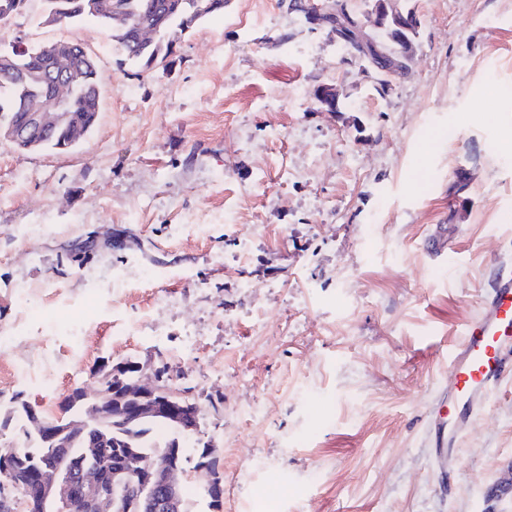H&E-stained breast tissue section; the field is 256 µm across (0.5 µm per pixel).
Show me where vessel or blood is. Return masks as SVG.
Instances as JSON below:
<instances>
[{
  "label": "vessel or blood",
  "mask_w": 512,
  "mask_h": 512,
  "mask_svg": "<svg viewBox=\"0 0 512 512\" xmlns=\"http://www.w3.org/2000/svg\"><path fill=\"white\" fill-rule=\"evenodd\" d=\"M512 354V275H500L448 352L450 377L446 403L430 419L433 460L443 464L460 452L476 417L484 410Z\"/></svg>",
  "instance_id": "1"
}]
</instances>
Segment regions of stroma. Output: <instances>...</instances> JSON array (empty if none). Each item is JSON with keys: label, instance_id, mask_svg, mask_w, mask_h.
<instances>
[{"label": "stroma", "instance_id": "35a3bbf8", "mask_svg": "<svg viewBox=\"0 0 512 512\" xmlns=\"http://www.w3.org/2000/svg\"><path fill=\"white\" fill-rule=\"evenodd\" d=\"M288 4L232 0L168 74L120 63L94 20L42 25L41 0L0 23L5 44L80 41L103 92L70 151L0 142V326L20 287L36 313L0 350V399L54 417L101 365L165 363L192 335L175 385L199 423L161 431L191 512H208L207 444L236 512H512L486 496L512 467V363L457 457L435 467L425 440L449 346L512 271V0H406L414 61L384 95ZM324 84L340 111L319 108ZM140 266L159 280L137 284ZM52 319L83 326L82 362L43 335ZM134 320L157 341L125 335ZM49 359L51 388L22 376Z\"/></svg>", "mask_w": 512, "mask_h": 512}]
</instances>
